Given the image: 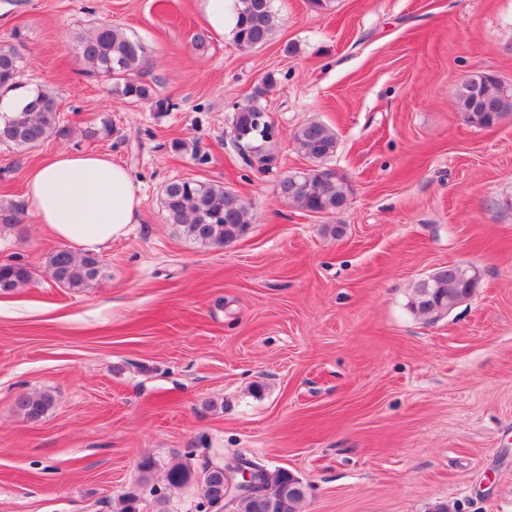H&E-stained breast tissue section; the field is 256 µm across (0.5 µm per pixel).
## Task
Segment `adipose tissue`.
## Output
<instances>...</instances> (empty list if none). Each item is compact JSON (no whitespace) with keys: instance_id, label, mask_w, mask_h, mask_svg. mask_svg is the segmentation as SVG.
Wrapping results in <instances>:
<instances>
[{"instance_id":"adipose-tissue-1","label":"adipose tissue","mask_w":512,"mask_h":512,"mask_svg":"<svg viewBox=\"0 0 512 512\" xmlns=\"http://www.w3.org/2000/svg\"><path fill=\"white\" fill-rule=\"evenodd\" d=\"M29 212L58 239L100 251L139 215V190L127 169L101 152L61 151L28 176Z\"/></svg>"}]
</instances>
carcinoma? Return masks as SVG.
Here are the masks:
<instances>
[{
  "label": "carcinoma",
  "instance_id": "carcinoma-1",
  "mask_svg": "<svg viewBox=\"0 0 512 512\" xmlns=\"http://www.w3.org/2000/svg\"><path fill=\"white\" fill-rule=\"evenodd\" d=\"M277 26L272 0H236L233 24L234 42L244 50L265 45ZM75 51L86 67V73L100 75L115 81L114 87L133 103H148L157 111H167L171 103L158 96L153 84L146 80L145 48L110 23H97L81 32L75 42ZM24 57L16 44L0 41V102L19 96L26 100L20 107L11 106L0 112V143L25 150L52 135L66 136L61 126L59 106L55 94L46 88L28 90L20 81ZM276 84L273 75H266L258 84L248 103L234 109V134L251 145L257 153H267L268 141L252 133L250 116L264 111L260 103ZM455 103L466 120L476 126L489 128L512 116V91L486 72L474 73L456 90ZM295 149L306 158L313 172H326L336 152V133L319 121L298 126L292 135ZM278 194L296 208L309 213H336L346 208L348 191L336 176L326 182L316 180L309 184L294 179L290 171L278 182ZM163 207L170 223L181 227L189 239L205 246L222 247L243 236L252 223L249 206L235 192L222 185L191 180L171 181L162 192ZM22 206L15 201L0 200V227L13 228L21 223ZM47 266L52 278L61 286L72 289L89 288L102 276L98 256L79 255L67 248L50 253ZM31 267L25 263L0 264V292H11L28 284ZM478 287V280L460 266L444 267L426 280L418 282L410 294L407 306L411 313L436 320L448 314V299L460 302L468 299ZM51 400L44 394H23L16 406L29 421H39L50 407ZM188 448L164 467L165 481L171 488H182L195 481V474L184 459L194 455ZM158 460L151 454L139 458L138 485L149 482L159 469ZM295 482L299 491L288 497L285 507L274 512H298L307 496L308 486L293 480V474L277 469L267 471L261 490L275 494L278 488ZM200 501L195 512H220L224 508V463H209L200 481ZM264 496L246 497L232 504L234 512H262ZM139 490L133 488L120 499L117 512H139Z\"/></svg>",
  "mask_w": 512,
  "mask_h": 512
}]
</instances>
